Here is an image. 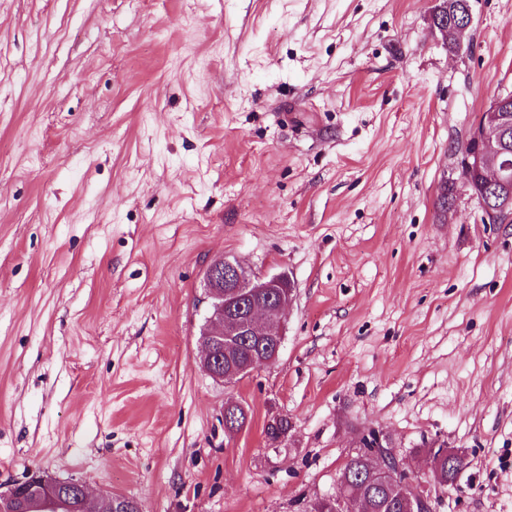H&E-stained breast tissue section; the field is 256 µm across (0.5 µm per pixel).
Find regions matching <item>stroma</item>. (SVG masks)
<instances>
[{
  "label": "stroma",
  "mask_w": 512,
  "mask_h": 512,
  "mask_svg": "<svg viewBox=\"0 0 512 512\" xmlns=\"http://www.w3.org/2000/svg\"><path fill=\"white\" fill-rule=\"evenodd\" d=\"M434 4L0 0V486L300 512L373 428L464 456L437 512H512V217L456 170L512 92V0L457 50ZM222 255L295 289L233 384L199 363Z\"/></svg>",
  "instance_id": "obj_1"
}]
</instances>
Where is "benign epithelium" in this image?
Segmentation results:
<instances>
[{"label":"benign epithelium","instance_id":"obj_1","mask_svg":"<svg viewBox=\"0 0 512 512\" xmlns=\"http://www.w3.org/2000/svg\"><path fill=\"white\" fill-rule=\"evenodd\" d=\"M473 22L472 10L463 20L452 19L440 26L443 36H453L468 29ZM505 96L494 98L482 115L481 122L470 131V149L458 161V171L487 178L480 197L484 217L493 221L512 214V148L508 146V117L500 110ZM203 297L207 316L201 346V365L215 379L224 380L223 359H233L242 340L251 336L271 342V359L281 351L294 300V288L284 272L254 274L235 258L220 256L203 272ZM406 507L410 512H428L433 500L431 485L408 474ZM76 496L91 512H113L118 496L97 497L80 483H70L50 475L33 473L25 481L11 485L0 493V512H66L64 489Z\"/></svg>","mask_w":512,"mask_h":512}]
</instances>
